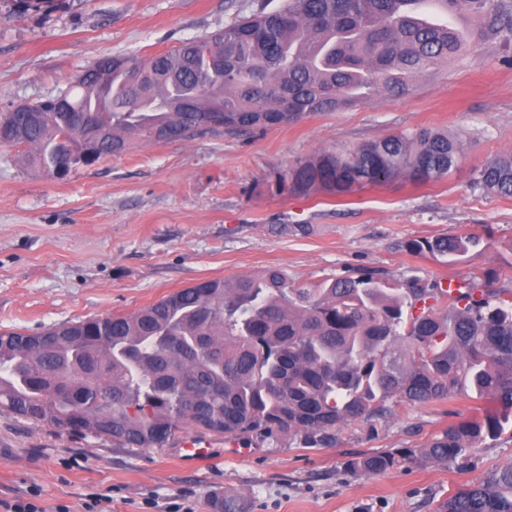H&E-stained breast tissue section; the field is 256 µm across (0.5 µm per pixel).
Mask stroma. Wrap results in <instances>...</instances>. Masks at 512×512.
<instances>
[{
  "mask_svg": "<svg viewBox=\"0 0 512 512\" xmlns=\"http://www.w3.org/2000/svg\"><path fill=\"white\" fill-rule=\"evenodd\" d=\"M283 0H0V113L58 93L103 55L149 58ZM511 50L477 47L417 75L404 96L383 93L302 120L172 143H146L65 179L36 172L0 147V332L127 314L195 283L283 270L299 283L373 272L403 283L463 282L494 272L482 290L512 288V197L476 184L481 166L512 151ZM420 128L461 145L436 183L395 180L341 196L290 193L297 161ZM308 224L306 235L277 232ZM475 235L450 260L403 250L410 239ZM455 396L402 404L343 427L328 448L288 435H253L187 467L174 445L124 448L0 410V500L38 489L43 512H221L225 492L243 512H440L490 469L512 465V426L448 465L418 459L356 477L350 460L419 448L471 416Z\"/></svg>",
  "mask_w": 512,
  "mask_h": 512,
  "instance_id": "stroma-1",
  "label": "stroma"
}]
</instances>
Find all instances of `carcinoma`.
<instances>
[{
	"mask_svg": "<svg viewBox=\"0 0 512 512\" xmlns=\"http://www.w3.org/2000/svg\"><path fill=\"white\" fill-rule=\"evenodd\" d=\"M475 26L461 31L453 21ZM512 47V0H284L142 59L107 56L60 94L70 112L0 115V146L59 178L143 142L294 123L385 91L478 46ZM291 109L282 111L283 99ZM460 144L429 129L319 152L288 170V191L343 196L403 176L438 182ZM477 183L512 196V152ZM473 235L409 240L455 258ZM473 282L394 285L373 273L314 287L280 269L182 288L137 311L0 333V408L127 448H162L185 428L326 448L345 425L471 391L485 406L421 448L348 462L377 475L418 458L455 462L512 422V289ZM440 512H512V465L463 485Z\"/></svg>",
	"mask_w": 512,
	"mask_h": 512,
	"instance_id": "obj_1",
	"label": "carcinoma"
}]
</instances>
